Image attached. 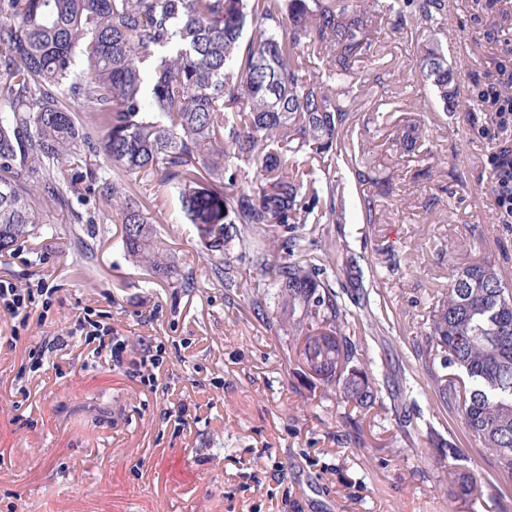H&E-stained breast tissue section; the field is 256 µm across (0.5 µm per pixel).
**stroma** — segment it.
<instances>
[{
  "label": "stroma",
  "mask_w": 512,
  "mask_h": 512,
  "mask_svg": "<svg viewBox=\"0 0 512 512\" xmlns=\"http://www.w3.org/2000/svg\"><path fill=\"white\" fill-rule=\"evenodd\" d=\"M427 36L415 14L385 17L340 98L351 112L348 162L334 171L350 184L346 221L323 230L356 258L385 318L382 335L364 339L381 388L375 408L343 423L287 327L254 312L271 299V277L236 245L244 289L211 284L177 195L116 170L153 218L172 272L136 266L115 206L84 187L68 192V207L49 205L45 226L0 262L1 282L52 294L50 309L34 307L25 322L0 304V339L14 342L0 347V512H59L65 500L76 512H150L157 488L169 492V512H190L188 491L212 495L220 512H512V492L450 504L448 462L426 438L452 442L464 465L496 479L494 457L432 395L414 347L450 268L488 260L512 285V213L495 202L489 162L493 138L512 139V125L425 107L412 66ZM436 37L467 101L495 81V60L512 57V21L483 0H448ZM409 125L424 136L407 152L395 138ZM367 160L378 182H353ZM424 168L430 178L418 177ZM366 196L379 223L362 220ZM75 210L87 223H73ZM90 312L126 344L120 362L105 363L109 348L93 351L75 330ZM405 416L415 433H403Z\"/></svg>",
  "instance_id": "35a3bbf8"
}]
</instances>
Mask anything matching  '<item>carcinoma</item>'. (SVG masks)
Instances as JSON below:
<instances>
[{
    "label": "carcinoma",
    "instance_id": "carcinoma-1",
    "mask_svg": "<svg viewBox=\"0 0 512 512\" xmlns=\"http://www.w3.org/2000/svg\"><path fill=\"white\" fill-rule=\"evenodd\" d=\"M414 11L428 29L448 22V0H0V253L33 237L50 202L63 196L59 174L83 153L103 154L136 179L159 178L196 225L209 277L236 285L228 250L252 252L273 277V310L296 336L301 366L359 411L379 399L377 380L357 346L352 311L334 284L360 298L353 260L336 259L335 240L306 234L341 224L346 185L313 167L285 172L288 158L318 156L330 170L344 160L351 65L373 45L378 15ZM254 34L244 39L248 26ZM83 62V75L75 61ZM321 63L319 76L306 63ZM414 74L427 105L466 106L457 72L434 39ZM478 93L512 123V65ZM69 99L95 112L90 133ZM493 195L512 211V141L491 148ZM260 167L251 179L245 166ZM79 181L118 198L123 245L136 264L168 272L144 207L100 165ZM312 228L305 229L306 225ZM419 356L431 393L460 416L489 450L499 479L512 481V286L489 261L456 269L432 312ZM451 500L500 487L450 469Z\"/></svg>",
    "mask_w": 512,
    "mask_h": 512
}]
</instances>
